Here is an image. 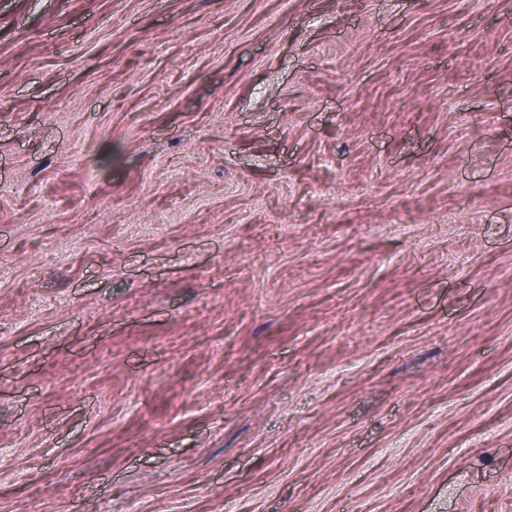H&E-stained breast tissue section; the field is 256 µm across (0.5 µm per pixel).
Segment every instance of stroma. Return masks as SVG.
<instances>
[{
    "mask_svg": "<svg viewBox=\"0 0 512 512\" xmlns=\"http://www.w3.org/2000/svg\"><path fill=\"white\" fill-rule=\"evenodd\" d=\"M0 512H512V0H0Z\"/></svg>",
    "mask_w": 512,
    "mask_h": 512,
    "instance_id": "1",
    "label": "stroma"
}]
</instances>
